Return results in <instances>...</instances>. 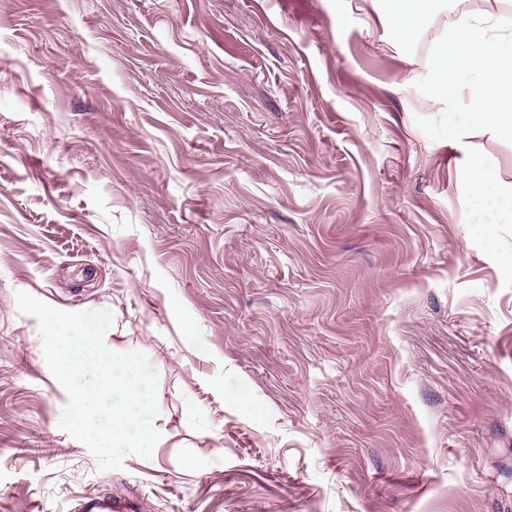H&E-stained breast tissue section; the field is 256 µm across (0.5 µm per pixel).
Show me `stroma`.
Segmentation results:
<instances>
[{
  "label": "stroma",
  "instance_id": "35a3bbf8",
  "mask_svg": "<svg viewBox=\"0 0 512 512\" xmlns=\"http://www.w3.org/2000/svg\"><path fill=\"white\" fill-rule=\"evenodd\" d=\"M458 6L0 0V512H512V223L427 64ZM19 291L147 356L150 458L60 428ZM433 2L434 0H400L402 7L392 16L399 25L409 31H415L421 27Z\"/></svg>",
  "mask_w": 512,
  "mask_h": 512
}]
</instances>
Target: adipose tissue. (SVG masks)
<instances>
[{
	"label": "adipose tissue",
	"mask_w": 512,
	"mask_h": 512,
	"mask_svg": "<svg viewBox=\"0 0 512 512\" xmlns=\"http://www.w3.org/2000/svg\"><path fill=\"white\" fill-rule=\"evenodd\" d=\"M438 91L449 105H462L464 124H449L448 141L463 157L459 174L471 202L490 223L512 219V184L475 150L478 136L512 138V13L502 4L461 14L431 51Z\"/></svg>",
	"instance_id": "ef3b65f1"
}]
</instances>
